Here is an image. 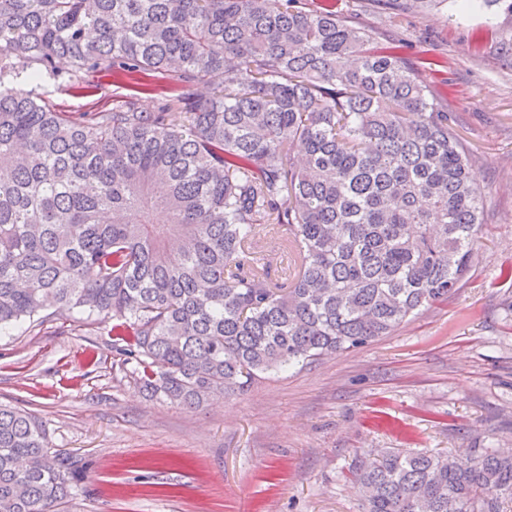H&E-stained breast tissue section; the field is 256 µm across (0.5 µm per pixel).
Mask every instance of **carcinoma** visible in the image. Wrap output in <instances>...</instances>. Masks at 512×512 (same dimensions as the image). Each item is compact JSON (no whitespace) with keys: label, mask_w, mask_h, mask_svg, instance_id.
Returning <instances> with one entry per match:
<instances>
[{"label":"carcinoma","mask_w":512,"mask_h":512,"mask_svg":"<svg viewBox=\"0 0 512 512\" xmlns=\"http://www.w3.org/2000/svg\"><path fill=\"white\" fill-rule=\"evenodd\" d=\"M371 43L300 0H0V332L50 309L110 320L150 396L198 407L447 301L482 191L448 113ZM88 71L180 94L60 112L4 82ZM83 467L0 405V512H72ZM352 473L364 512H512V455L491 448Z\"/></svg>","instance_id":"1"}]
</instances>
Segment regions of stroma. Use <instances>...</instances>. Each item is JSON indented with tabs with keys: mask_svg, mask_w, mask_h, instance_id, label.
<instances>
[{
	"mask_svg": "<svg viewBox=\"0 0 512 512\" xmlns=\"http://www.w3.org/2000/svg\"><path fill=\"white\" fill-rule=\"evenodd\" d=\"M335 5L396 47L469 152L485 223L466 281L391 335L196 409L114 369L110 323L51 315L0 334V403L87 463L78 512H364L351 467L383 449L512 452V12L504 0ZM84 84L47 77L40 91L61 111L97 112L131 82Z\"/></svg>",
	"mask_w": 512,
	"mask_h": 512,
	"instance_id": "obj_1",
	"label": "stroma"
}]
</instances>
